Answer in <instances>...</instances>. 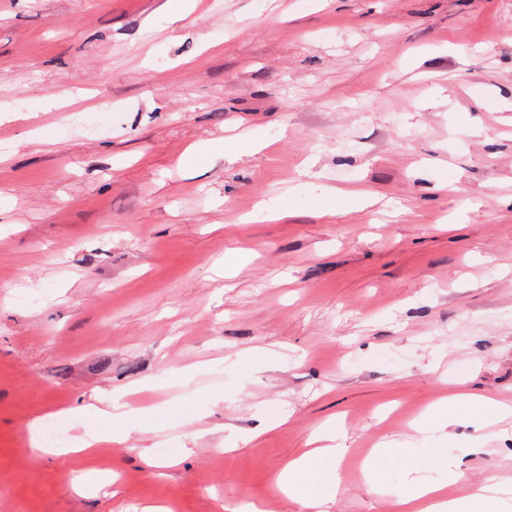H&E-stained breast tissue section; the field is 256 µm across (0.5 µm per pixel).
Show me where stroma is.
Masks as SVG:
<instances>
[{"mask_svg":"<svg viewBox=\"0 0 512 512\" xmlns=\"http://www.w3.org/2000/svg\"><path fill=\"white\" fill-rule=\"evenodd\" d=\"M166 8L0 0V512H303L279 477L331 423L323 512H389L444 481L409 441L448 380L512 406V0ZM76 407L121 441L34 447ZM503 427L434 424L448 497L512 483ZM427 459L432 463H444L448 468V481L459 480L464 473L460 470L458 460L448 459V448H425Z\"/></svg>","mask_w":512,"mask_h":512,"instance_id":"1","label":"stroma"}]
</instances>
